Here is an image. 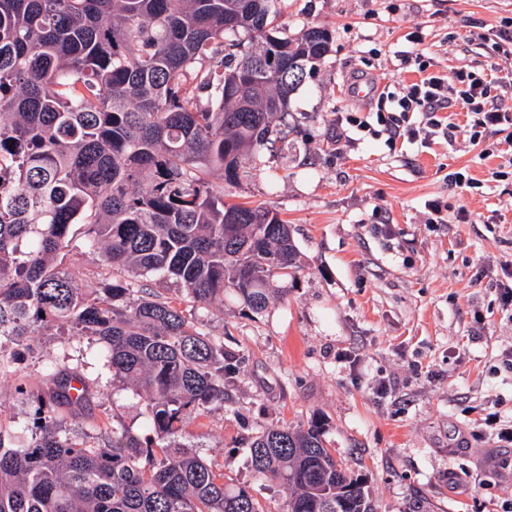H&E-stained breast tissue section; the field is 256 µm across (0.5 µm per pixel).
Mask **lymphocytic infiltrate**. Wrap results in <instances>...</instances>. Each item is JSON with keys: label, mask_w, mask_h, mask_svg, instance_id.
Here are the masks:
<instances>
[{"label": "lymphocytic infiltrate", "mask_w": 512, "mask_h": 512, "mask_svg": "<svg viewBox=\"0 0 512 512\" xmlns=\"http://www.w3.org/2000/svg\"><path fill=\"white\" fill-rule=\"evenodd\" d=\"M462 105L467 114L463 129L471 144H480L486 131L500 132L512 127V112L490 99L486 81L476 74L452 70L444 75H430L403 86L378 100L374 119L354 116L346 122L361 130L378 125L390 144L414 142L418 129L452 138L455 128L443 124L439 113L452 105Z\"/></svg>", "instance_id": "1"}]
</instances>
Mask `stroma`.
<instances>
[{
    "instance_id": "stroma-1",
    "label": "stroma",
    "mask_w": 512,
    "mask_h": 512,
    "mask_svg": "<svg viewBox=\"0 0 512 512\" xmlns=\"http://www.w3.org/2000/svg\"><path fill=\"white\" fill-rule=\"evenodd\" d=\"M512 0H283L280 23L295 34L333 35L317 73L293 95L285 118L297 157L248 160L228 202H254L291 227L300 271L287 296L250 319L238 303L197 306L172 298L203 332L240 360L235 404L187 423L179 442L225 479L250 486L265 512L286 492L252 479L247 439L258 428L326 421L336 459L365 478L376 512H512V309L497 288L512 278V179L504 134L488 153L463 135L393 148L360 134L336 146V121L367 113L355 77L375 93L463 67L486 78L512 108L498 78L512 46L487 36ZM419 32L410 45L407 35ZM421 58L404 61L405 51ZM467 169L478 187L451 186ZM465 210L464 224H430L426 201ZM94 337L44 331L18 347L16 370L0 376V432L21 445L35 435L34 399L46 391L48 360L81 373L90 399L63 429L83 438L88 423L146 436L143 400L113 379Z\"/></svg>"
}]
</instances>
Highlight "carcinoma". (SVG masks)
I'll use <instances>...</instances> for the list:
<instances>
[{
    "mask_svg": "<svg viewBox=\"0 0 512 512\" xmlns=\"http://www.w3.org/2000/svg\"><path fill=\"white\" fill-rule=\"evenodd\" d=\"M281 2L0 0V338L97 337L154 434L74 440L57 414L87 404L86 381L52 370L34 440L0 434V512H264L175 444L188 421L224 407L238 359L135 282L171 280L197 305L230 295L260 315L296 278L288 224L224 202L211 183H240L243 160L275 148L276 119L332 50L326 28L286 34ZM238 33L247 40L224 41ZM78 224L107 271L98 288L64 263ZM323 436L320 419L259 428L255 479L287 491L283 512H374Z\"/></svg>",
    "mask_w": 512,
    "mask_h": 512,
    "instance_id": "cac0c4a2",
    "label": "carcinoma"
}]
</instances>
